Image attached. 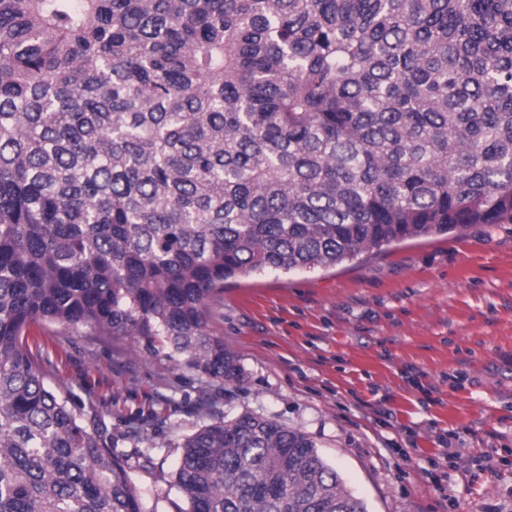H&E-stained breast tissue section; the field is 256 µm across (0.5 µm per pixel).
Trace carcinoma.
Wrapping results in <instances>:
<instances>
[{
	"label": "carcinoma",
	"mask_w": 512,
	"mask_h": 512,
	"mask_svg": "<svg viewBox=\"0 0 512 512\" xmlns=\"http://www.w3.org/2000/svg\"><path fill=\"white\" fill-rule=\"evenodd\" d=\"M511 223L512 0H0V512H146L31 324L241 384L224 281ZM177 447V512H368L273 419Z\"/></svg>",
	"instance_id": "1"
}]
</instances>
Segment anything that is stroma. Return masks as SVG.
<instances>
[{"label":"stroma","mask_w":512,"mask_h":512,"mask_svg":"<svg viewBox=\"0 0 512 512\" xmlns=\"http://www.w3.org/2000/svg\"><path fill=\"white\" fill-rule=\"evenodd\" d=\"M211 326L243 384L125 336L28 329L51 384L105 422L147 512L185 505L180 439L244 411L306 433L368 512H512V224L229 280Z\"/></svg>","instance_id":"obj_1"}]
</instances>
